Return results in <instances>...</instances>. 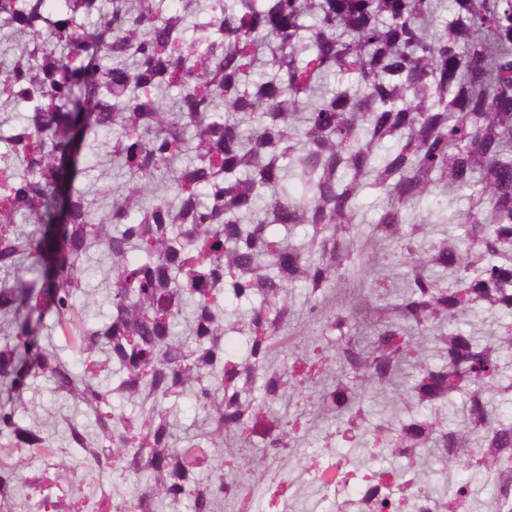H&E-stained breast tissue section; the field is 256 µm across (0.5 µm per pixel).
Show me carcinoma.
<instances>
[{
  "label": "carcinoma",
  "instance_id": "carcinoma-1",
  "mask_svg": "<svg viewBox=\"0 0 512 512\" xmlns=\"http://www.w3.org/2000/svg\"><path fill=\"white\" fill-rule=\"evenodd\" d=\"M0 43V112L24 109L0 120V440L50 460L30 476L1 462L0 503L28 488L45 512H78L50 480L64 459L18 415L31 376L93 416L71 447L107 481L139 483L96 512L242 498L264 457L237 459L234 480L198 473L216 436L291 446L298 422L276 404L291 374L318 378L324 346L285 369L270 358L303 288L308 335L339 368L321 402L342 434L408 460L440 448L446 469L471 455L512 512V418L485 399L512 395V323L491 341L457 327L512 316V0H0ZM104 157L124 181L98 215L77 181ZM437 224L465 238L428 237ZM98 250L112 292L91 324L77 298ZM359 265L378 272L369 294L398 301L327 306ZM48 318L81 371L41 342ZM235 335L242 355L224 347ZM405 379L432 413L369 428L365 392ZM189 390L206 431L179 448L161 402ZM458 397L464 423L445 429L437 405ZM387 480L359 490L379 512ZM466 501L448 488L445 512Z\"/></svg>",
  "mask_w": 512,
  "mask_h": 512
}]
</instances>
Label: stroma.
<instances>
[{
	"instance_id": "35a3bbf8",
	"label": "stroma",
	"mask_w": 512,
	"mask_h": 512,
	"mask_svg": "<svg viewBox=\"0 0 512 512\" xmlns=\"http://www.w3.org/2000/svg\"><path fill=\"white\" fill-rule=\"evenodd\" d=\"M108 267L106 256L97 253L82 274L84 288L78 303L93 321L103 318L110 309L112 274ZM321 390V383L312 384L302 392L288 389L278 403L282 414L290 419L300 418L305 428L294 447L269 452L260 442L244 445L239 440L224 438L211 450V467L223 465L226 459L236 454L267 455L264 469L248 478V489L264 498L274 478L282 476L289 479L290 487L281 504L283 512H354L352 502L357 497L356 486L351 484L331 489L322 485L308 467V460L313 455L325 461L344 460L357 476L369 475L377 470L416 475L415 491L429 493L436 498L440 497L442 488L466 486L469 512H483V504L490 496L485 477L466 463L451 470L441 469L438 449H420L414 459L408 460L390 449L369 447L361 436L352 440L339 436L331 446H324L322 435L331 427L332 419L319 409ZM365 407L369 422L373 425L394 424L417 411L416 406L407 400L393 399L390 393L377 389L368 391ZM19 416L24 423L43 430L54 448L69 452L71 460L63 470L59 483L65 488H80L85 508H92L102 490H105L104 484L97 473L87 466L80 452L68 448L66 436L67 426L71 423L88 431L93 430V417L73 397L55 393L52 383L43 378L30 380L22 395Z\"/></svg>"
}]
</instances>
